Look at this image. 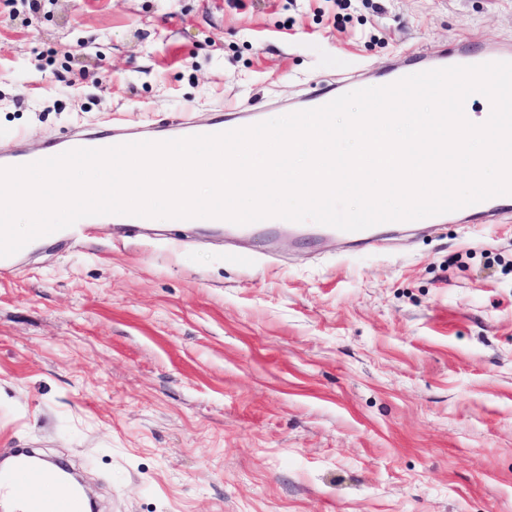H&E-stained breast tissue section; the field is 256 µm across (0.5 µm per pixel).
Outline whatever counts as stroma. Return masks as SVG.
<instances>
[{"instance_id": "stroma-1", "label": "stroma", "mask_w": 512, "mask_h": 512, "mask_svg": "<svg viewBox=\"0 0 512 512\" xmlns=\"http://www.w3.org/2000/svg\"><path fill=\"white\" fill-rule=\"evenodd\" d=\"M464 43L512 49V0H0V149L285 115ZM12 448L99 512H512V214L369 252L168 224L34 245L0 274Z\"/></svg>"}]
</instances>
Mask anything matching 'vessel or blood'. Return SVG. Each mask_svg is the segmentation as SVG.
<instances>
[{"label":"vessel or blood","mask_w":512,"mask_h":512,"mask_svg":"<svg viewBox=\"0 0 512 512\" xmlns=\"http://www.w3.org/2000/svg\"><path fill=\"white\" fill-rule=\"evenodd\" d=\"M495 61H512L508 50L486 52L461 48L452 53L449 65L468 66ZM171 132L158 127L146 134L135 132L98 131L90 134H77L37 150H19L9 154L0 153V168L23 166L44 158L60 155L76 148H106L110 146L171 139ZM512 210V195L495 196L484 201L463 207V214L473 221H486L487 217ZM319 233L348 241L353 247L369 251L378 240L380 229L373 226L361 231H343L322 225ZM34 467L29 456L22 451L15 452L9 466L0 469V496H9L18 506L17 512H86L82 495L65 484L59 477L48 478L45 484L32 481Z\"/></svg>","instance_id":"b4317fda"}]
</instances>
